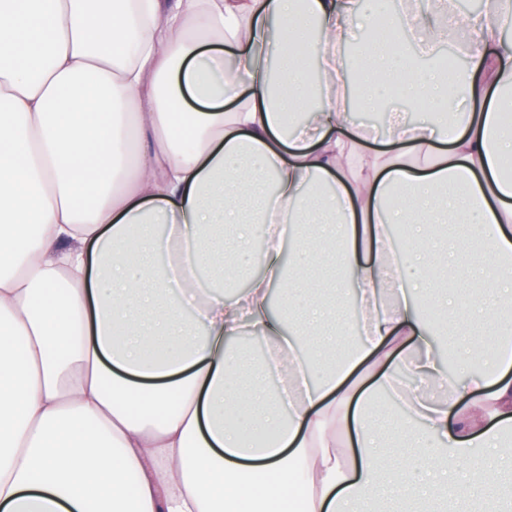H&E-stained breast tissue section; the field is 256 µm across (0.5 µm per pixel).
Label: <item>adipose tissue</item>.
Here are the masks:
<instances>
[{
  "instance_id": "ef3b65f1",
  "label": "adipose tissue",
  "mask_w": 512,
  "mask_h": 512,
  "mask_svg": "<svg viewBox=\"0 0 512 512\" xmlns=\"http://www.w3.org/2000/svg\"><path fill=\"white\" fill-rule=\"evenodd\" d=\"M403 18L426 53L460 25L466 67L400 68L374 33L355 104L356 0H0V512H271L293 485L297 512H370L425 499L424 472L452 512H505L488 490L512 428V0ZM397 83L447 115L391 113L392 149L372 150L353 114ZM450 221L479 225L480 260L438 241ZM328 237L335 299L357 309L332 330L363 336L318 378L323 350H295L324 311L297 300ZM228 253L259 269L230 295ZM439 253L500 339L465 378L429 329L428 308L460 302L433 298ZM249 333L267 352L246 386ZM381 389L419 435L391 459Z\"/></svg>"
}]
</instances>
